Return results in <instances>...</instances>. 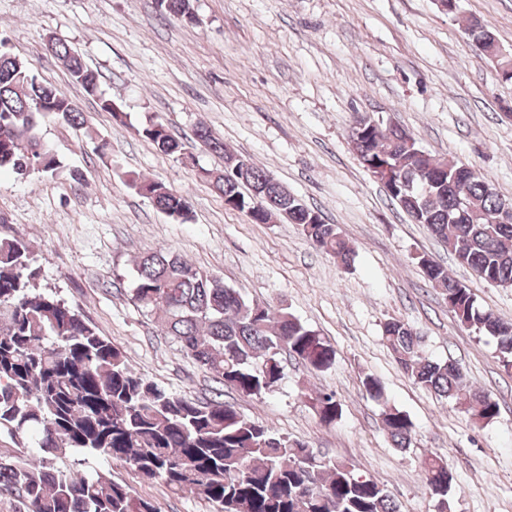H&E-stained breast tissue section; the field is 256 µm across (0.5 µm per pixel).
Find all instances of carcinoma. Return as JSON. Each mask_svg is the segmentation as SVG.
I'll return each instance as SVG.
<instances>
[{"mask_svg": "<svg viewBox=\"0 0 512 512\" xmlns=\"http://www.w3.org/2000/svg\"><path fill=\"white\" fill-rule=\"evenodd\" d=\"M162 14L186 18L191 0H160ZM47 51L66 66L73 83L96 99L100 109L124 122L122 105L104 96L98 75L65 41ZM46 111L36 112V101ZM54 120L76 129L83 113L59 89L41 83L0 40V171L24 177L27 170L54 176L61 162L40 136ZM161 153L192 157L160 120L135 129ZM196 140L224 158V142L200 126ZM363 166L390 171L389 198L412 221L425 225L457 261L484 281L512 286V220L497 221L504 200L477 169L425 154L398 124L366 128ZM139 195L173 219L186 221L190 204L166 185L128 175ZM230 209L254 224L273 217L299 226L317 248L348 267L354 250L334 224L304 204L265 169L249 163L243 174L225 173L212 182ZM424 278L444 291L457 322L496 340L503 367L512 369V323L477 305L468 288L433 259L417 257ZM133 300L178 344L217 387L199 402L170 393L135 371L126 353L89 324L79 308L40 284V270L20 239H0V429L29 438L36 454H0V495L21 512H159L149 499L98 471L65 465L84 450L118 461L147 481H160L180 496L212 504L216 512H400L399 504L373 478L359 480L347 463L326 458L302 441L243 416L224 400L230 388L248 396L274 393L284 378L281 355L315 372L329 369L336 352L316 330L285 309L246 299L215 276L205 274L172 251L142 255ZM383 338L399 368L416 384L448 400L464 402L474 425L491 422L498 403L463 384L453 361H435L411 326L390 319ZM320 420L341 417L333 393L309 396ZM394 446L411 447L413 422L395 408L383 414ZM427 484L446 505L453 476L434 455L423 461Z\"/></svg>", "mask_w": 512, "mask_h": 512, "instance_id": "obj_1", "label": "carcinoma"}]
</instances>
